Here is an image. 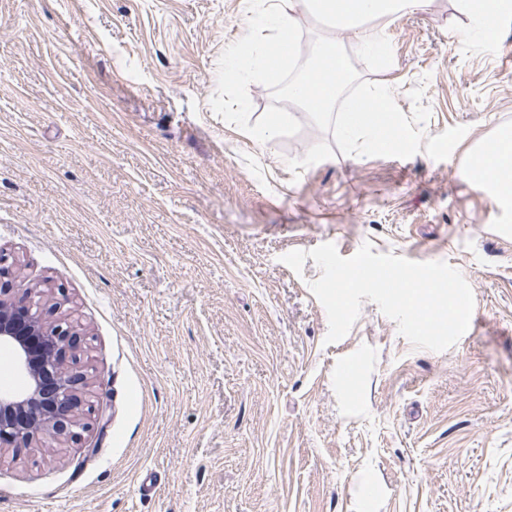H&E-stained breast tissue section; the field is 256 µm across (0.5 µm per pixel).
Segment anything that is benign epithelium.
I'll list each match as a JSON object with an SVG mask.
<instances>
[{"instance_id": "benign-epithelium-1", "label": "benign epithelium", "mask_w": 512, "mask_h": 512, "mask_svg": "<svg viewBox=\"0 0 512 512\" xmlns=\"http://www.w3.org/2000/svg\"><path fill=\"white\" fill-rule=\"evenodd\" d=\"M0 345L12 350L13 369L26 378L23 388L0 392V447L50 455L57 441L78 444L89 382L77 368L72 327L34 310L31 289L0 288Z\"/></svg>"}]
</instances>
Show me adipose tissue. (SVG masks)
<instances>
[{
    "mask_svg": "<svg viewBox=\"0 0 512 512\" xmlns=\"http://www.w3.org/2000/svg\"><path fill=\"white\" fill-rule=\"evenodd\" d=\"M469 17V24L459 30L461 38L482 35L484 26L512 15V0H459ZM313 16L351 32L356 46L381 47L379 24L423 8L427 0H252L243 21L241 43L252 49L248 62H241L239 51L225 59L224 79L239 82L266 74L282 54L285 30L294 28L296 4ZM469 176L483 185L493 202L502 208L512 207V130L502 131L481 143L474 156Z\"/></svg>",
    "mask_w": 512,
    "mask_h": 512,
    "instance_id": "obj_1",
    "label": "adipose tissue"
}]
</instances>
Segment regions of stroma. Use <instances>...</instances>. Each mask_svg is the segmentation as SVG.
Instances as JSON below:
<instances>
[{"label":"stroma","instance_id":"1","mask_svg":"<svg viewBox=\"0 0 512 512\" xmlns=\"http://www.w3.org/2000/svg\"><path fill=\"white\" fill-rule=\"evenodd\" d=\"M248 7L0 0V279L63 303L90 381L81 449L0 453V512H512V210L463 176L512 127V20L489 51L431 0L388 68L348 47L404 114L424 86L425 135L466 127L436 161L216 115ZM326 242L459 270L467 332L419 349L366 300L325 344L321 271L282 257Z\"/></svg>","mask_w":512,"mask_h":512}]
</instances>
